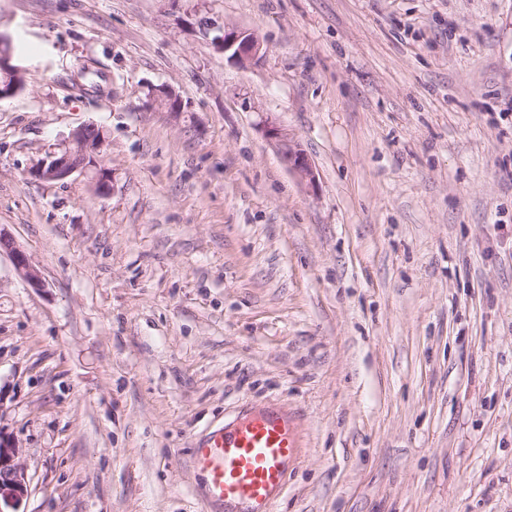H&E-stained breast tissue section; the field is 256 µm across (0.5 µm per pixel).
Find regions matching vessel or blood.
<instances>
[{
	"label": "vessel or blood",
	"instance_id": "1",
	"mask_svg": "<svg viewBox=\"0 0 512 512\" xmlns=\"http://www.w3.org/2000/svg\"><path fill=\"white\" fill-rule=\"evenodd\" d=\"M300 459L287 415L276 406L240 415L202 440L193 463L209 502L224 512H273L290 465Z\"/></svg>",
	"mask_w": 512,
	"mask_h": 512
}]
</instances>
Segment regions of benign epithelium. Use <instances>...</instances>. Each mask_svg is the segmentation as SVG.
<instances>
[{
    "mask_svg": "<svg viewBox=\"0 0 512 512\" xmlns=\"http://www.w3.org/2000/svg\"><path fill=\"white\" fill-rule=\"evenodd\" d=\"M216 44L230 59L241 64L259 58V40L246 29L226 25L224 34L216 38ZM24 74L25 71L14 64L11 37L0 32V101L14 96L24 87V83L19 81V77ZM154 101L163 102V108L171 114L182 112L181 98L170 90H160ZM264 132L286 168L310 186H315L311 161L296 137L275 122L267 123ZM105 142L106 135L102 128L95 125L79 127L71 133L70 146L41 160L31 170V174L43 181H63L77 172L92 171L95 173L96 190L101 195H107L113 185L101 159ZM1 251L10 254L15 268L23 273L33 287L41 286L40 278L30 266L27 255L11 239L0 233ZM19 453L20 448L14 440L0 430V504L14 508L27 496L29 487L26 470L18 462Z\"/></svg>",
    "mask_w": 512,
    "mask_h": 512,
    "instance_id": "7a95c632",
    "label": "benign epithelium"
}]
</instances>
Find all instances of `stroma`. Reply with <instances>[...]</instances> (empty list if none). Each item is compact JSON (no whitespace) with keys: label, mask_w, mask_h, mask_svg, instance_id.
Returning <instances> with one entry per match:
<instances>
[{"label":"stroma","mask_w":512,"mask_h":512,"mask_svg":"<svg viewBox=\"0 0 512 512\" xmlns=\"http://www.w3.org/2000/svg\"><path fill=\"white\" fill-rule=\"evenodd\" d=\"M0 31V232L42 280L0 253L20 512H213L198 440L269 405L275 512H512V0H0ZM86 124L106 197L30 174ZM215 41L224 56L231 53L229 58L238 63L246 64L259 58V40L249 30L225 26L224 34ZM11 37L0 32V101L14 96L25 84L18 78L25 74V71L14 64V53L11 47ZM264 132L277 149L286 168L309 185H315L316 179L311 161L296 137L275 122H268L264 126ZM1 251H7L10 254L15 268L23 273L33 287L38 288L41 286L40 278L36 271L30 266L27 255L17 248L10 238L5 237L0 232V252Z\"/></svg>","instance_id":"35a3bbf8"}]
</instances>
